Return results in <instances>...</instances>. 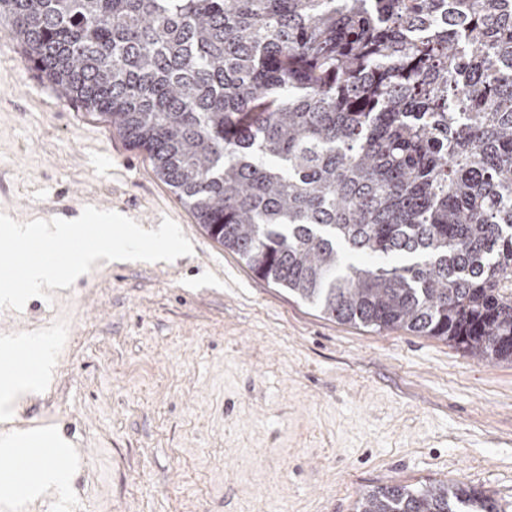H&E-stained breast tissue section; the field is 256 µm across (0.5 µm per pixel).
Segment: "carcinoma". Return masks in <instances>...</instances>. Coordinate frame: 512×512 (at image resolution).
Listing matches in <instances>:
<instances>
[{
	"label": "carcinoma",
	"mask_w": 512,
	"mask_h": 512,
	"mask_svg": "<svg viewBox=\"0 0 512 512\" xmlns=\"http://www.w3.org/2000/svg\"><path fill=\"white\" fill-rule=\"evenodd\" d=\"M24 60L323 315L512 362V0H0ZM356 512H502L462 483Z\"/></svg>",
	"instance_id": "obj_1"
}]
</instances>
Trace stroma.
<instances>
[{"instance_id": "1", "label": "stroma", "mask_w": 512, "mask_h": 512, "mask_svg": "<svg viewBox=\"0 0 512 512\" xmlns=\"http://www.w3.org/2000/svg\"><path fill=\"white\" fill-rule=\"evenodd\" d=\"M87 206L147 230L172 219L194 251L98 265L0 309L7 330L74 326L55 382L12 410L56 416L88 449L67 476L76 512H355L373 489L447 481L512 512V363L338 322L255 277L1 24L0 212L73 220Z\"/></svg>"}]
</instances>
